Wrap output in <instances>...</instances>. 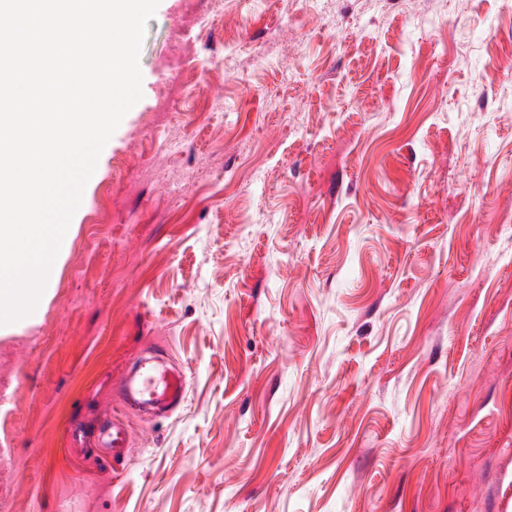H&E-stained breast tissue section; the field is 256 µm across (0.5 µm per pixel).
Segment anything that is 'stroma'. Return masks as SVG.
Returning <instances> with one entry per match:
<instances>
[{"instance_id":"35a3bbf8","label":"stroma","mask_w":512,"mask_h":512,"mask_svg":"<svg viewBox=\"0 0 512 512\" xmlns=\"http://www.w3.org/2000/svg\"><path fill=\"white\" fill-rule=\"evenodd\" d=\"M160 0L33 317L12 512H512V14ZM429 15L432 25L413 30ZM233 35L237 65L212 68ZM180 154L157 157L158 132ZM185 401L124 408L135 360ZM111 402L124 460L95 445Z\"/></svg>"}]
</instances>
